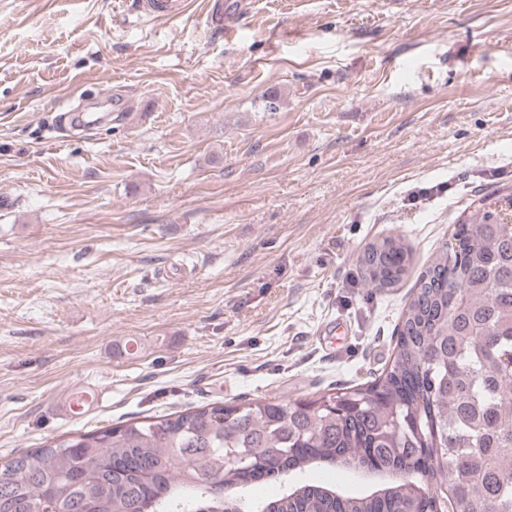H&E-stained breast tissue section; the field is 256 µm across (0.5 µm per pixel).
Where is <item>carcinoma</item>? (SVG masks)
<instances>
[{
	"mask_svg": "<svg viewBox=\"0 0 512 512\" xmlns=\"http://www.w3.org/2000/svg\"><path fill=\"white\" fill-rule=\"evenodd\" d=\"M365 252L377 258L359 257L370 288L409 272L398 235ZM395 349L374 380L316 399L192 406L49 439L0 465V512H431L410 503L406 473L512 512V193L460 216L416 278ZM230 454L252 466H227ZM356 462L397 478L361 495L288 486L293 471ZM271 478L285 484L278 498L248 496Z\"/></svg>",
	"mask_w": 512,
	"mask_h": 512,
	"instance_id": "obj_1",
	"label": "carcinoma"
}]
</instances>
